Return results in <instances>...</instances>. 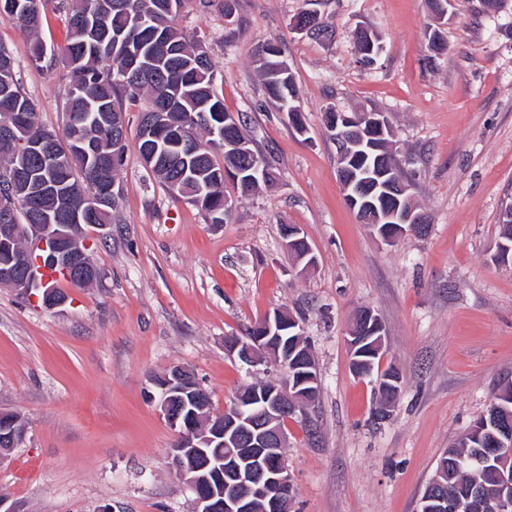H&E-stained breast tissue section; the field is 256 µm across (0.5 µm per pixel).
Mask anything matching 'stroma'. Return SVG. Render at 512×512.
<instances>
[{"label": "stroma", "instance_id": "stroma-1", "mask_svg": "<svg viewBox=\"0 0 512 512\" xmlns=\"http://www.w3.org/2000/svg\"><path fill=\"white\" fill-rule=\"evenodd\" d=\"M40 9L35 37L0 21V43L40 124L59 132L69 32L60 0ZM303 10L326 32L292 30ZM180 23L278 183L240 197L227 223L205 222L143 165L144 103L126 102L121 208L105 234L85 237L99 279L59 281L67 300L54 308L41 290L0 287V410L26 424L24 443L0 463V495L17 512H194L169 467L176 433L149 398V378L184 366L213 412L224 411L245 385L282 376L272 363L247 370L226 337L280 310L302 324L320 377L305 414L284 423L290 512H419L439 457L512 384V265L493 260L512 203V0L494 12L451 0L440 26L427 0H235L229 14L224 0H182ZM359 26L381 39L370 67L352 39ZM436 29L444 49L434 56ZM267 42L293 75L304 131L264 92ZM330 110L386 114L427 235L388 245L357 220L324 128ZM285 224L301 228L314 265L287 254ZM362 307L385 327L380 369L402 377L386 418L375 377L349 365L346 330Z\"/></svg>", "mask_w": 512, "mask_h": 512}]
</instances>
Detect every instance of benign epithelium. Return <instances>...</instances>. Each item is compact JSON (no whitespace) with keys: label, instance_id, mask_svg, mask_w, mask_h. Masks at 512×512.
Masks as SVG:
<instances>
[{"label":"benign epithelium","instance_id":"1","mask_svg":"<svg viewBox=\"0 0 512 512\" xmlns=\"http://www.w3.org/2000/svg\"><path fill=\"white\" fill-rule=\"evenodd\" d=\"M336 125L346 124L362 133L375 130L381 134L390 128L382 112H340ZM344 188L349 192L352 207L365 206L375 212L369 226L386 243H393L410 231L419 236L429 230L427 217L417 210L409 195V187L399 179H391L386 170H379L368 179L372 187L358 181L357 176L338 165ZM380 190L394 199V205L384 211L369 199ZM69 224H0V243L18 233L25 235L32 251H40L35 265L45 263L64 269L74 276H82L93 269L90 256L82 248L84 229L79 225L80 212L70 215ZM384 228H379V225ZM285 248L299 260L314 263L312 249L296 224H287L282 230ZM0 285L28 291L34 288V279L26 264L18 261L0 270ZM355 320L372 325L377 335L375 352L385 349V332L377 314L369 308L358 310ZM294 326L293 343H288L280 329ZM226 348L245 365L255 367L271 357L278 363L285 378L274 383L272 390L250 385L238 393L231 410L221 414L207 411L201 396L193 398L194 408L187 410L184 393L189 372L174 366L155 375L151 384L157 394L160 411L177 434V442L170 451L169 464L174 474L196 492V512H288L293 495L292 476L285 459L274 455V449L285 447L286 435L280 425L287 413L304 409L313 387L319 384L316 364L309 344L304 340L299 322L282 312L266 315L254 328L253 335L229 337ZM485 415L497 424L498 435L494 445L497 452L512 454V412L498 400H493ZM11 424L8 447L0 448V461L7 453L21 446L25 439V423L17 412H3L0 419ZM247 448L243 454L240 449ZM500 492L487 496L479 488L469 491L466 501L476 512H512V472L498 473ZM439 504L440 512H461L466 507L460 500L425 498L422 510L429 503Z\"/></svg>","mask_w":512,"mask_h":512}]
</instances>
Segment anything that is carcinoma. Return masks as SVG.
Listing matches in <instances>:
<instances>
[{"mask_svg":"<svg viewBox=\"0 0 512 512\" xmlns=\"http://www.w3.org/2000/svg\"><path fill=\"white\" fill-rule=\"evenodd\" d=\"M40 0H0V19L33 36L40 22ZM181 0H68L70 41L62 54L68 77L63 103V135L41 127L35 104L16 78L14 58L0 44V193L14 199L12 224H60L58 215L71 207L95 204L91 224H110L119 208L120 194L97 201L96 177L102 171L115 181L124 154L112 162L114 139L127 131L123 102L144 97L149 107L138 117L154 120L162 130L168 122L181 123V136L159 143L151 171L168 191L195 199L193 206L211 224H222L224 199L229 196L224 170L241 166L245 157L222 138L247 139L251 157L264 169L274 168L251 145L240 118L224 108L214 92L215 71L206 51L194 43L179 25ZM261 70L267 94L286 111L295 107L297 89L289 69L282 67L281 52L273 44L262 48ZM95 143L88 158L79 152L73 134ZM389 136H373L353 149L348 165L357 174L373 172L389 164L400 170L388 144ZM223 161H217L216 151ZM59 185L62 198L31 199L28 176ZM499 240L511 249L501 261L512 262V218L502 221ZM458 442L447 449L437 464L439 495L456 499L475 483L485 484L488 494L498 492L494 472L501 470L496 455L482 467L460 465L473 452Z\"/></svg>","mask_w":512,"mask_h":512,"instance_id":"cac0c4a2","label":"carcinoma"}]
</instances>
